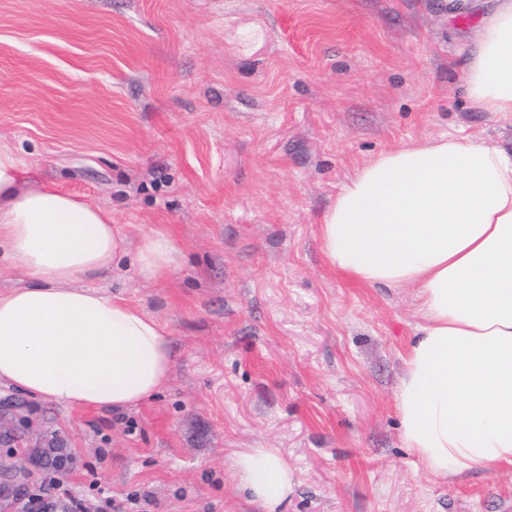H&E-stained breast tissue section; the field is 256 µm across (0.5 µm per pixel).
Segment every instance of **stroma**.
<instances>
[{"instance_id": "1", "label": "stroma", "mask_w": 512, "mask_h": 512, "mask_svg": "<svg viewBox=\"0 0 512 512\" xmlns=\"http://www.w3.org/2000/svg\"><path fill=\"white\" fill-rule=\"evenodd\" d=\"M460 0H0V141L37 177L112 215L129 242L166 225L170 279L129 258L94 287L166 324L154 400L108 416L0 382V418L47 512H262L231 469L275 448L280 512H501L512 466L448 482L405 448L394 410L422 319L412 287L331 270L318 226L355 167L413 140L512 151L472 110Z\"/></svg>"}]
</instances>
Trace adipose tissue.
Wrapping results in <instances>:
<instances>
[{
    "instance_id": "1",
    "label": "adipose tissue",
    "mask_w": 512,
    "mask_h": 512,
    "mask_svg": "<svg viewBox=\"0 0 512 512\" xmlns=\"http://www.w3.org/2000/svg\"><path fill=\"white\" fill-rule=\"evenodd\" d=\"M471 107L512 121V0H495L465 44ZM326 263L373 288L411 286L423 318L394 394L400 437L444 479L512 465V153L467 136L413 141L355 167L318 229ZM133 254L160 283L183 252L158 226L129 245L109 212L62 192L0 143V256L24 287L0 293V381L100 413L167 384L170 331L90 289ZM239 485L277 512L293 472L275 448L236 453Z\"/></svg>"
}]
</instances>
